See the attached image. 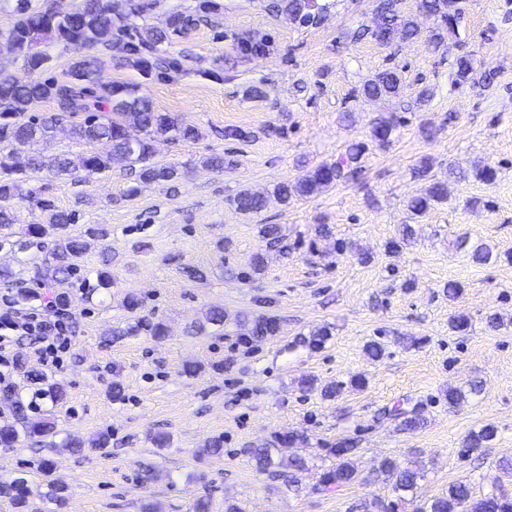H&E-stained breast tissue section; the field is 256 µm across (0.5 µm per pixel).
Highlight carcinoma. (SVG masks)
<instances>
[{"mask_svg":"<svg viewBox=\"0 0 512 512\" xmlns=\"http://www.w3.org/2000/svg\"><path fill=\"white\" fill-rule=\"evenodd\" d=\"M31 0H0V12L8 11L13 24L0 28V43H9L15 52L14 60L26 68L31 77L16 81L0 77V251L24 252L36 240L52 238L50 257L43 261L37 271L43 288L55 291L54 303L65 309L70 305L69 294L60 290L80 271V262L87 253L90 241L106 236L102 228L91 226L83 233L69 232L70 225L78 223V214L73 210L58 207L55 201L26 186V179L19 172L47 171L57 177L72 176L84 172L94 175L112 169L116 162H124L134 168L135 185L128 189V196L139 193L140 187L152 183H176L179 170L174 164L152 161L154 143L160 137L173 142H191L199 139L197 127L184 123L169 112L156 111L153 102L140 94L136 84L113 81L104 83L97 79L102 66L101 55L119 48L122 52L120 64L132 67L144 77L163 79L182 70L181 58L173 55L161 56L162 47L186 36L198 22L221 9L218 0H198L196 13L171 14L166 25L158 28L140 23L148 8L156 0H80L75 6L63 4V0H43L40 6H31ZM455 4L456 16L465 12V0H425L424 12L436 23L432 38L442 43L444 35L455 33L458 23L448 22V3ZM271 7L282 12L288 20L300 25L318 23L321 13L314 10L313 0H275ZM420 27L411 18L395 9L394 0H380L376 6L375 27L356 30L352 38L371 36L381 43H391L397 38L412 39L419 35ZM57 42L67 50L87 48L94 53L76 54L68 70L61 76L49 75L51 56L34 50V46L45 42ZM474 68L470 58L459 56L454 62L455 82L464 84L472 79ZM403 88L401 71L388 68L366 80L360 89L352 93L353 98L378 99L396 97ZM37 100L52 103V111L42 115L28 114L29 106ZM75 121L74 134L88 142L104 141L110 145L106 153H60L45 156L36 145L51 139L63 122ZM398 116L391 112L375 119L371 128L372 141L385 145L399 126ZM366 144L353 143L345 156L334 162L316 166L304 179L296 184L282 183L275 187L273 196L283 205L294 196L311 197L336 184L344 177H354L359 172L360 159ZM450 196L446 179L433 178L423 191L408 201L409 210L419 216L431 208L445 203ZM32 201L44 216L41 224H28L17 233L18 206ZM236 209L243 213H259L268 204L262 194L250 190L240 191L234 198ZM112 285V253L104 249L99 254V268L93 287L107 290ZM224 309L211 307L197 322L199 331L207 326L224 325ZM140 332L154 339L169 335L167 324L161 319L138 317L127 330L117 332L119 336L136 335ZM279 332V323L273 316L259 315L250 322L247 332L242 334L246 344L259 345ZM17 368L34 388L35 402H27L11 383L0 390L11 396L12 420L0 422V446L13 447L24 438L37 445L56 435V425L50 415L41 409L48 401L57 406L66 399L63 384L51 382L38 371L26 368L18 361ZM393 415L401 419L406 430H416L424 425V417L416 408L407 409L399 403ZM496 436V429L485 425L473 432L468 439L467 450L474 451ZM111 434L97 432L87 439L72 438L55 448L70 453H83L109 447ZM355 442L343 439L328 449L336 463L325 470L320 481L328 488H339L354 482L358 477L352 456ZM255 468L260 472H273L277 468H288L296 473L305 469V461L299 457L287 461L277 459L275 449L267 446L250 451ZM380 473L391 484L397 501L389 512H399L407 496L416 494L419 481L424 477L421 468L415 465L399 466L385 460L380 464ZM0 493L12 495L19 512L28 508L29 489L24 477L18 475L8 483H0ZM416 512H512V495L502 491H491L480 498L474 496L471 484L459 481L448 485V492L426 501Z\"/></svg>","mask_w":512,"mask_h":512,"instance_id":"obj_1","label":"carcinoma"}]
</instances>
